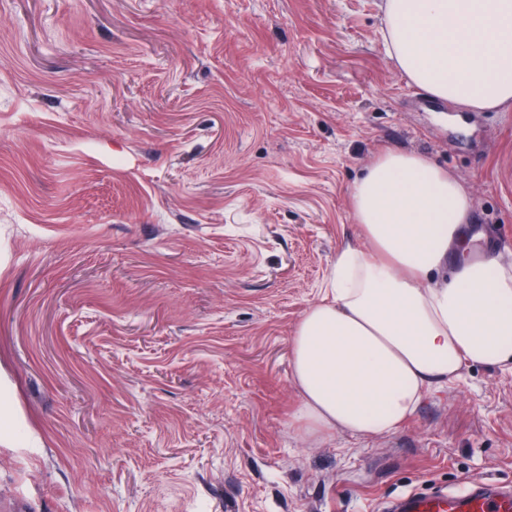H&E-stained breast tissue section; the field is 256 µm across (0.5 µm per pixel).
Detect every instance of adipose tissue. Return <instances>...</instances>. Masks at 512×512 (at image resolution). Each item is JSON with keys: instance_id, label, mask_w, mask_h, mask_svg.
<instances>
[{"instance_id": "obj_1", "label": "adipose tissue", "mask_w": 512, "mask_h": 512, "mask_svg": "<svg viewBox=\"0 0 512 512\" xmlns=\"http://www.w3.org/2000/svg\"><path fill=\"white\" fill-rule=\"evenodd\" d=\"M389 59L424 97L512 109V0H383ZM365 248L290 338L295 417L313 436L392 434L463 363H512V262L474 255L471 199L427 158L388 151L349 188Z\"/></svg>"}]
</instances>
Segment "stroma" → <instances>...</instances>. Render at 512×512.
Masks as SVG:
<instances>
[{
  "label": "stroma",
  "mask_w": 512,
  "mask_h": 512,
  "mask_svg": "<svg viewBox=\"0 0 512 512\" xmlns=\"http://www.w3.org/2000/svg\"><path fill=\"white\" fill-rule=\"evenodd\" d=\"M381 0H0V499L27 512H387L512 488V366L383 437L305 434L288 342L416 153L512 259V110L427 105Z\"/></svg>",
  "instance_id": "1"
}]
</instances>
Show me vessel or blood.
<instances>
[{
	"label": "vessel or blood",
	"mask_w": 512,
	"mask_h": 512,
	"mask_svg": "<svg viewBox=\"0 0 512 512\" xmlns=\"http://www.w3.org/2000/svg\"><path fill=\"white\" fill-rule=\"evenodd\" d=\"M403 512H512V493L478 486L456 496L413 494L405 497Z\"/></svg>",
	"instance_id": "1"
}]
</instances>
